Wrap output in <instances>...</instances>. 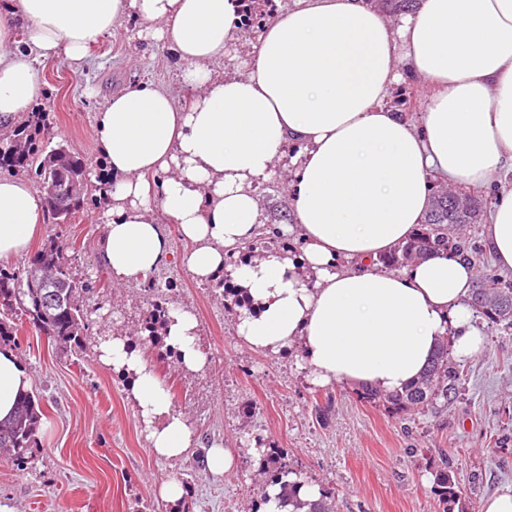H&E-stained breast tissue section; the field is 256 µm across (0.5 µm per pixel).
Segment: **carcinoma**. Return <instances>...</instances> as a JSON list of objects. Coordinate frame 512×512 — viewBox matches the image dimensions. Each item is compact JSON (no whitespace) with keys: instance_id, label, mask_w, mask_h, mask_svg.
<instances>
[{"instance_id":"carcinoma-1","label":"carcinoma","mask_w":512,"mask_h":512,"mask_svg":"<svg viewBox=\"0 0 512 512\" xmlns=\"http://www.w3.org/2000/svg\"><path fill=\"white\" fill-rule=\"evenodd\" d=\"M382 7L394 13H408L417 9L419 0H380ZM17 142L5 141L0 144V170L11 173H35L44 192L47 215L57 224H69L91 200L111 191L106 175L92 182L88 159L73 152L69 147L59 144L51 149L40 145L41 135L47 131L45 115L42 112H29L14 124ZM468 203L463 204L457 197L438 191L431 200L424 224L416 237L400 250L380 259L387 268H395L417 257L433 251L448 248H463L476 259L483 257L481 246L461 236V227L476 224L487 207L488 198L482 194L464 193ZM283 239L278 232L262 231L253 241L244 244L238 250V261L248 262L257 246L280 248ZM69 244L49 236L42 241L35 252L30 265L17 270L0 267V343L15 342L24 324L31 325L54 346L70 350L75 355L83 354L91 338L84 305H77L72 296L88 295L94 286L89 279L75 277L72 267H67L65 281L56 288V304L52 308L44 306L46 289L32 287L34 282L33 266L43 259L52 258L62 251H68ZM476 286L486 287L479 295L472 290L470 305L482 307L480 314L505 329H512V280L497 273L491 265L484 266L482 275L477 278ZM154 297L149 301L148 315L143 330L148 332L151 344L161 343V329L167 323L175 302L170 296L176 284L172 281L162 290L152 280L145 284ZM209 288L221 290L230 298V305L243 308L246 301L236 292L224 277L209 282ZM461 364L448 359V340H443L435 357L423 376L406 387L401 393L381 395L376 391L362 389L358 396L370 403L382 402L395 413L413 411L419 414L426 411L439 412L448 407V393L454 390L461 371ZM46 414L42 408V397L33 392L22 395L16 405L14 415L5 423H0V448L6 458L17 467H25L35 460L40 452L39 433ZM273 469L272 482L279 485L278 499L291 503L293 512H330L328 494L323 492L319 499L302 502L298 491L303 480L297 472L288 467L276 455L268 457ZM434 484L438 493L442 512H450V505L459 499L460 487L448 474V461L437 466Z\"/></svg>"}]
</instances>
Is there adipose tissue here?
Segmentation results:
<instances>
[{
  "label": "adipose tissue",
  "mask_w": 512,
  "mask_h": 512,
  "mask_svg": "<svg viewBox=\"0 0 512 512\" xmlns=\"http://www.w3.org/2000/svg\"><path fill=\"white\" fill-rule=\"evenodd\" d=\"M240 12L239 0H11L0 9V125L38 96L36 59L62 52L81 63L115 23L134 17L182 62L194 95L181 108L144 84L113 94L97 116L114 184L100 253L115 283L163 262L159 211L188 242L181 262L193 277L221 274L231 250L267 220L254 183L275 174L295 141L303 149L292 160L284 230L300 252H267L234 270L254 306L239 312L237 336L265 353L299 350L312 384L388 395L417 380L444 337L454 358L475 357L485 337L468 305L474 263L439 252L390 271L378 259L412 238L433 185L495 181L500 199L484 244L512 272V0H420L396 19L370 0H294L262 28L243 72L220 77L211 65L234 50ZM403 67L427 90L417 124L380 105ZM41 216L27 181L0 177V260L26 251ZM165 343L183 371L206 366L188 311L173 312ZM98 359L127 377L151 452L188 455L196 437L144 349L110 333ZM31 386L1 348L0 420Z\"/></svg>",
  "instance_id": "ef3b65f1"
}]
</instances>
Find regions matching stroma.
Here are the masks:
<instances>
[{"label":"stroma","instance_id":"obj_1","mask_svg":"<svg viewBox=\"0 0 512 512\" xmlns=\"http://www.w3.org/2000/svg\"><path fill=\"white\" fill-rule=\"evenodd\" d=\"M136 31L132 21L116 24L78 66L62 54L36 62L43 93L32 109L47 113L52 144L96 164L95 118L112 93L151 83L182 102L189 88L181 63L162 42L137 43ZM287 183L282 162L255 186L278 224L291 221ZM100 211L87 206L68 224L41 220L29 249L37 251L50 235L77 242V276L104 283L87 310L92 338L116 329L139 346L147 302L138 283L114 284L104 270ZM162 225L172 255L153 277L177 282L174 297L198 321L207 364L186 374L156 348L151 360L187 415L197 450L239 449L235 469L216 477L204 466L190 469L185 458H156L124 378L101 365L95 351L78 357L25 329L13 351L42 395L48 420L34 464L20 470L0 458V501L13 512H175L156 493L170 478L183 484L189 512H260L270 478L261 459L269 450L328 492L334 512H438L430 471L443 453L462 491L451 512H481L486 497L512 487V330L485 323L484 348L466 360L446 411L394 415L346 386L313 385L294 355L247 347L233 313L182 265L188 244L178 225L167 219Z\"/></svg>","mask_w":512,"mask_h":512}]
</instances>
